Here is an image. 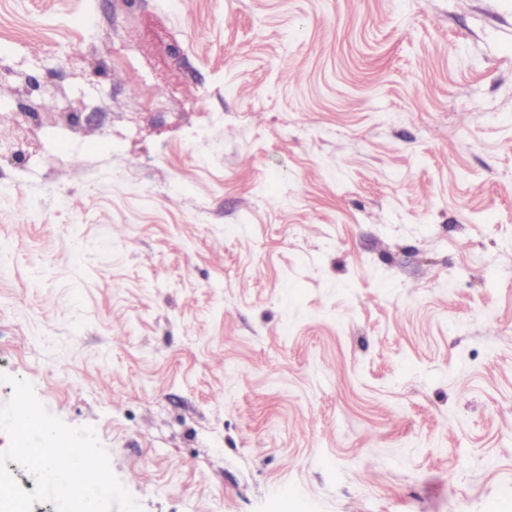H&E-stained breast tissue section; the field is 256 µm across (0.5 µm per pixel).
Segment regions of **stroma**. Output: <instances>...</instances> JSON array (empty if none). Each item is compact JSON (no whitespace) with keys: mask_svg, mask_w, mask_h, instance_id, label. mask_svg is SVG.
<instances>
[{"mask_svg":"<svg viewBox=\"0 0 512 512\" xmlns=\"http://www.w3.org/2000/svg\"><path fill=\"white\" fill-rule=\"evenodd\" d=\"M0 372L142 512H512V0H0Z\"/></svg>","mask_w":512,"mask_h":512,"instance_id":"1","label":"stroma"}]
</instances>
